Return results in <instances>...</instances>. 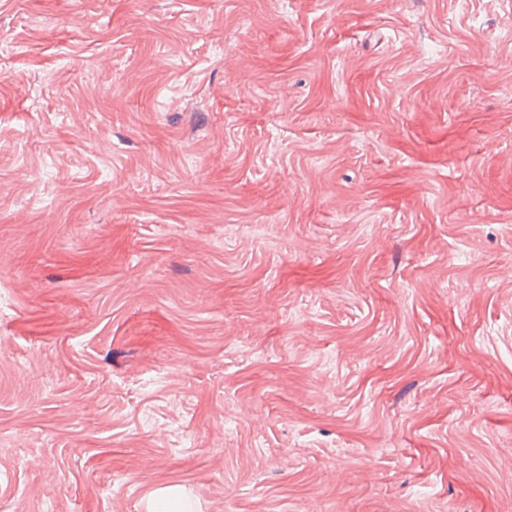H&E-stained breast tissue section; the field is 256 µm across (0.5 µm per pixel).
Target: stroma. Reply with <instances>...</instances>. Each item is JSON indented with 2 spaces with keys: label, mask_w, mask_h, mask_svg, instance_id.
<instances>
[{
  "label": "stroma",
  "mask_w": 512,
  "mask_h": 512,
  "mask_svg": "<svg viewBox=\"0 0 512 512\" xmlns=\"http://www.w3.org/2000/svg\"><path fill=\"white\" fill-rule=\"evenodd\" d=\"M0 48V512H512V0Z\"/></svg>",
  "instance_id": "obj_1"
}]
</instances>
